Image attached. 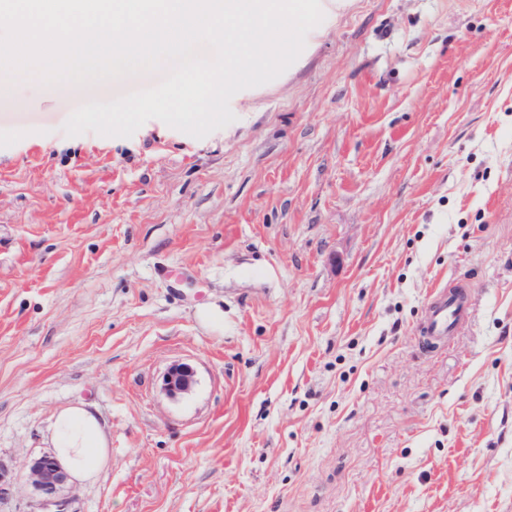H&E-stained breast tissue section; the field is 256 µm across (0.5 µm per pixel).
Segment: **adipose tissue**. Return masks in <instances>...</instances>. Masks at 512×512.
<instances>
[{
	"label": "adipose tissue",
	"instance_id": "1",
	"mask_svg": "<svg viewBox=\"0 0 512 512\" xmlns=\"http://www.w3.org/2000/svg\"><path fill=\"white\" fill-rule=\"evenodd\" d=\"M52 453L75 482H89L111 462L106 432L88 409L61 411L53 424Z\"/></svg>",
	"mask_w": 512,
	"mask_h": 512
}]
</instances>
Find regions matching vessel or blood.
<instances>
[{
  "instance_id": "b4317fda",
  "label": "vessel or blood",
  "mask_w": 512,
  "mask_h": 512,
  "mask_svg": "<svg viewBox=\"0 0 512 512\" xmlns=\"http://www.w3.org/2000/svg\"><path fill=\"white\" fill-rule=\"evenodd\" d=\"M470 305V295L459 293L456 286L440 287L418 327L424 347L432 349L445 344L467 318Z\"/></svg>"
}]
</instances>
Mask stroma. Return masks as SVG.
Wrapping results in <instances>:
<instances>
[{"label": "stroma", "instance_id": "stroma-1", "mask_svg": "<svg viewBox=\"0 0 512 512\" xmlns=\"http://www.w3.org/2000/svg\"><path fill=\"white\" fill-rule=\"evenodd\" d=\"M320 4L201 139L65 135L157 72L0 81V512L69 406L112 464L68 512H512V0ZM459 289H463L465 294L458 293ZM470 305L469 293L459 284L440 287L418 327L424 347L433 349L445 344L467 318ZM195 383V371L187 364L172 366L164 379L165 390L171 397L190 392Z\"/></svg>", "mask_w": 512, "mask_h": 512}]
</instances>
